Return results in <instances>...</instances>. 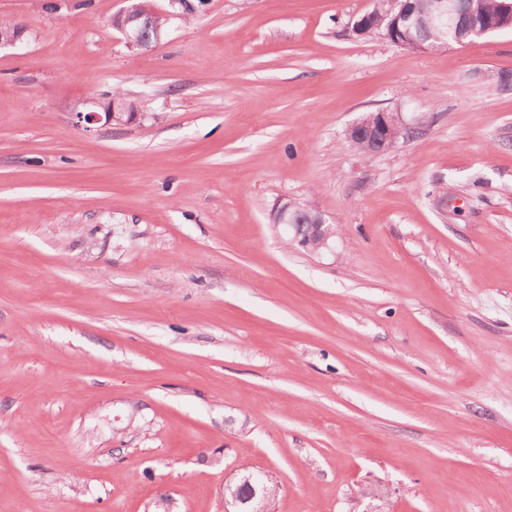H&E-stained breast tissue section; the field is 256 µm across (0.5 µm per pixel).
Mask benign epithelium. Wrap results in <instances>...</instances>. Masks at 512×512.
Returning <instances> with one entry per match:
<instances>
[{
    "mask_svg": "<svg viewBox=\"0 0 512 512\" xmlns=\"http://www.w3.org/2000/svg\"><path fill=\"white\" fill-rule=\"evenodd\" d=\"M396 12L387 25V35L402 33L397 40L401 47H414L424 51L422 42L410 35L413 28H424L448 35L457 27L455 0H392ZM157 11L144 4L132 5L117 14L120 25L117 30L130 47L143 46L141 21L149 19ZM512 27V0H500L499 13L494 22H488L478 15H472L466 22L465 37L479 38L490 33ZM23 30L19 25L9 29L0 27V49L15 46L22 38ZM78 121L87 125L101 121L107 124L124 125L135 120L137 113L127 106L125 101L112 100L104 108V113L78 112ZM410 124L399 112L379 110L370 112L359 122L352 125L347 135L350 141L361 142L368 146V152L383 154L397 144L398 130L408 128ZM331 232L323 215L319 214L311 221L306 238L299 241L304 248L314 250L329 247ZM239 486L231 494H224V512H270L268 486L270 479L262 472H246L239 479Z\"/></svg>",
    "mask_w": 512,
    "mask_h": 512,
    "instance_id": "benign-epithelium-1",
    "label": "benign epithelium"
}]
</instances>
